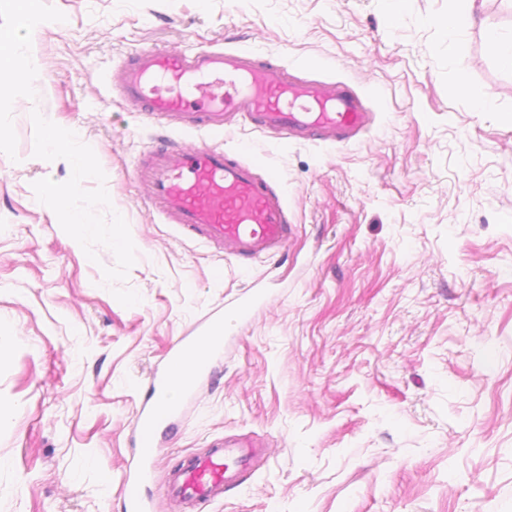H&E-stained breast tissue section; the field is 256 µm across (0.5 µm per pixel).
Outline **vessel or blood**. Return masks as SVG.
<instances>
[{"mask_svg": "<svg viewBox=\"0 0 512 512\" xmlns=\"http://www.w3.org/2000/svg\"><path fill=\"white\" fill-rule=\"evenodd\" d=\"M115 81L138 111L172 117L187 130L221 133L227 114L235 113L262 131L333 144L357 138L373 122L362 97L345 85L291 80L286 69L244 51L144 49L122 63ZM138 175L169 223L239 261L279 253L292 234L284 197L274 187L276 175H258L253 163L228 157L219 147L159 142L144 154ZM263 298L260 291L248 292L168 349L137 413L140 456L124 474L125 512H152L142 488L159 435L173 428L198 382L214 375L224 354L225 323L245 318ZM178 366L189 369L179 383L173 376ZM261 457L260 449L214 441L173 475L171 494L192 505L216 500L243 484L249 465Z\"/></svg>", "mask_w": 512, "mask_h": 512, "instance_id": "b4317fda", "label": "vessel or blood"}]
</instances>
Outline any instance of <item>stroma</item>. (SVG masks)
I'll list each match as a JSON object with an SVG mask.
<instances>
[{
  "label": "stroma",
  "mask_w": 512,
  "mask_h": 512,
  "mask_svg": "<svg viewBox=\"0 0 512 512\" xmlns=\"http://www.w3.org/2000/svg\"><path fill=\"white\" fill-rule=\"evenodd\" d=\"M38 93L0 95V512H124L136 414L171 344L249 287L216 374L153 458L168 476L219 438L264 460L198 512H512V71L482 0L449 35L448 0H40ZM250 49L301 82L364 97L370 131L336 145L235 120L219 137L275 170L293 236L240 264L183 235L136 171L161 138L208 140L136 112L110 84L130 54ZM490 98L486 111L476 104ZM79 137L81 186L120 238L74 239L36 207L70 170L47 128ZM489 49L496 56L499 63L512 70V38H503L494 32L489 34Z\"/></svg>",
  "instance_id": "1"
}]
</instances>
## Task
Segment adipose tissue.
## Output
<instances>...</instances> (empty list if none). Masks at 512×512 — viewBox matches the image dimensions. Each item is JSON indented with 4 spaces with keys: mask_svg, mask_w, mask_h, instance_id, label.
I'll list each match as a JSON object with an SVG mask.
<instances>
[{
    "mask_svg": "<svg viewBox=\"0 0 512 512\" xmlns=\"http://www.w3.org/2000/svg\"><path fill=\"white\" fill-rule=\"evenodd\" d=\"M54 24V19L42 12L38 0H16L12 26L0 33V93L19 85L37 90L41 74L28 51L24 35L33 29ZM46 150L48 154L66 157L72 179L65 184L51 183L43 187L36 198L37 203L61 213L75 236H118L119 225L93 222L90 205L79 195L80 184L98 175L97 167L89 158L88 147L76 137H63L51 130L47 133Z\"/></svg>",
    "mask_w": 512,
    "mask_h": 512,
    "instance_id": "ef3b65f1",
    "label": "adipose tissue"
}]
</instances>
